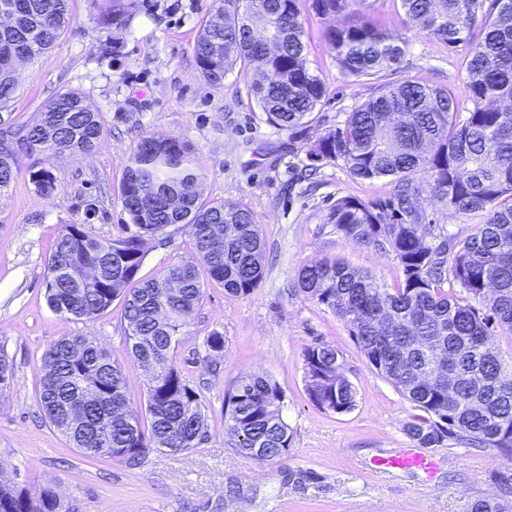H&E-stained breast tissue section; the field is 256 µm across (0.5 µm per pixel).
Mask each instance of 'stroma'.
Segmentation results:
<instances>
[{
  "label": "stroma",
  "instance_id": "obj_1",
  "mask_svg": "<svg viewBox=\"0 0 512 512\" xmlns=\"http://www.w3.org/2000/svg\"><path fill=\"white\" fill-rule=\"evenodd\" d=\"M217 6L218 0H134L130 11L107 22L102 0H68L70 23L54 47L16 65L17 87L0 105V124L26 122L58 92L74 90L100 113L103 132L87 154L20 155L10 187L0 191V349L13 362L0 388V479L33 493L53 487L61 512H470L475 500L493 493L492 473L512 457L448 439L432 450L433 478L374 472L375 457L412 447L406 426L415 410L368 366L343 321L297 286L299 270L323 259L397 286L393 256L338 237L325 221L338 198L385 199L388 180H357L336 163L312 167L309 150L400 76L464 98L466 50L410 30L401 72L350 77L327 43L335 17L301 0L306 65L326 93L308 123L284 130L255 106L248 74L237 70L220 83L202 76L194 44ZM149 135L195 147L205 174L203 201L238 202L258 215L265 270L246 297L209 283L179 335L176 365L202 399L201 443L180 453L151 449L139 468L129 469L74 448L40 410L43 354L65 336L89 335L108 350L125 375L133 411H144L147 387L145 371L126 350L121 301L90 320L62 318L46 302L45 265L64 225H84L100 238L122 235L124 166ZM36 163L56 179L50 196L34 190ZM421 212L432 237L463 238L475 225L427 192ZM145 251L138 277L159 280L192 256L193 240L176 225ZM215 331L224 336V351L210 356L205 340ZM319 344L336 349L357 392L348 412L322 410L306 392L304 353ZM251 373L280 386V415L292 435L288 453L269 464L246 458L224 433V395Z\"/></svg>",
  "mask_w": 512,
  "mask_h": 512
}]
</instances>
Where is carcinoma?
I'll list each match as a JSON object with an SVG mask.
<instances>
[{"label": "carcinoma", "instance_id": "cac0c4a2", "mask_svg": "<svg viewBox=\"0 0 512 512\" xmlns=\"http://www.w3.org/2000/svg\"><path fill=\"white\" fill-rule=\"evenodd\" d=\"M300 0H224V22H204L194 45L201 73L220 82L254 62L250 96L268 123L290 129L306 123L325 95L305 64ZM336 16L327 40L350 76L396 71L408 40L354 17L351 0H315ZM406 29L450 47L467 48V102L447 89L413 78L378 88L343 125L310 149L314 161L340 163L350 176L387 178L383 201L346 196L325 223L336 235L391 253L402 279L393 289L366 270L333 260L300 269L299 290L342 320L367 363L425 416L407 435L423 448L456 438L512 454V368L492 347V327L512 333V0H399ZM0 103L15 89L7 61L49 50L68 22L67 0H0ZM102 133L100 113L80 93L66 90L33 119L0 138V191L7 189L20 154L58 156L92 150ZM202 168L185 142L142 138L121 183L129 217L126 235L102 239L82 224H66L47 260L46 298L65 319L90 320L124 296L126 347L146 372L145 413L125 411L126 380L93 336H65L44 354L39 405L49 423L86 454L109 457L129 469L148 452L195 448L206 425L198 393L182 377L173 350L195 312L205 280L246 297L264 275L265 247L257 215L232 202L200 201ZM36 192L56 189L51 171H31ZM455 213L481 221L459 239L425 241L418 207L423 188ZM190 230L191 258L159 281L137 275L147 240L170 226ZM453 280L463 296L448 295ZM306 390L321 409H353L356 390L343 375L335 348L304 353ZM282 392L269 378L243 377L224 399V433L234 447L261 463L287 454L292 442L279 415ZM497 492L472 512H509L512 469L491 475ZM53 488L32 494L0 483V512H59Z\"/></svg>", "mask_w": 512, "mask_h": 512}]
</instances>
